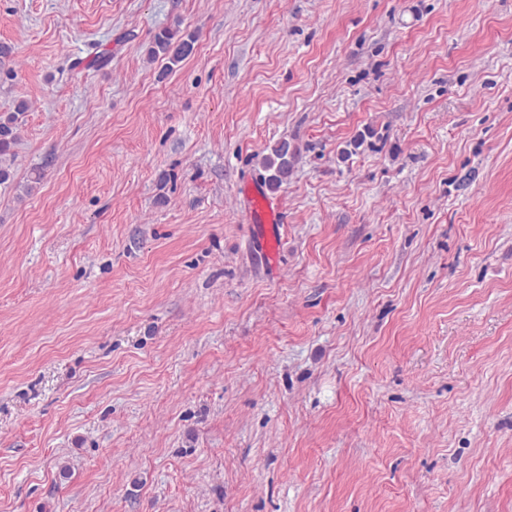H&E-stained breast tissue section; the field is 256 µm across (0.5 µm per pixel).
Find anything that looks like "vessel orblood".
Returning <instances> with one entry per match:
<instances>
[{
    "label": "vessel or blood",
    "mask_w": 512,
    "mask_h": 512,
    "mask_svg": "<svg viewBox=\"0 0 512 512\" xmlns=\"http://www.w3.org/2000/svg\"><path fill=\"white\" fill-rule=\"evenodd\" d=\"M243 194L246 221L264 246L269 265H276L284 224L281 204L268 196L261 185L253 182L245 184Z\"/></svg>",
    "instance_id": "vessel-or-blood-1"
}]
</instances>
